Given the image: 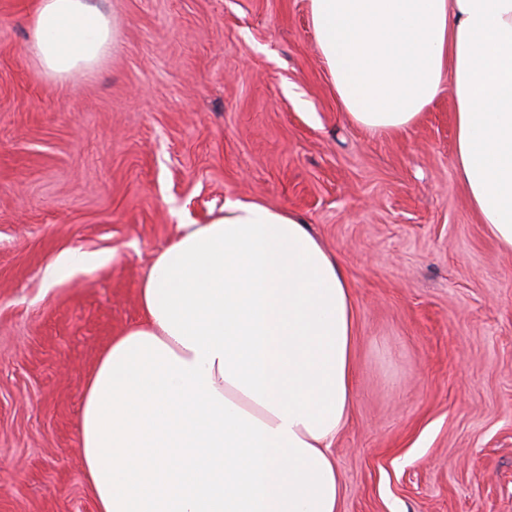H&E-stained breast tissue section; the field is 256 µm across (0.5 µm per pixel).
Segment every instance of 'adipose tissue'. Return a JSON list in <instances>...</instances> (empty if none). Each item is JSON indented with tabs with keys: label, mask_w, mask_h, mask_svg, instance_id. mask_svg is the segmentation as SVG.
<instances>
[{
	"label": "adipose tissue",
	"mask_w": 512,
	"mask_h": 512,
	"mask_svg": "<svg viewBox=\"0 0 512 512\" xmlns=\"http://www.w3.org/2000/svg\"><path fill=\"white\" fill-rule=\"evenodd\" d=\"M309 13L354 123L404 129L451 89L457 173L512 250V0H309ZM28 28L30 55L59 78L117 45L91 0H36ZM139 304L86 378L96 512H338L355 309L304 219L226 200L156 255Z\"/></svg>",
	"instance_id": "ef3b65f1"
}]
</instances>
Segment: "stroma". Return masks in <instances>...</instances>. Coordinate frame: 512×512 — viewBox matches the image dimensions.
Masks as SVG:
<instances>
[{
	"mask_svg": "<svg viewBox=\"0 0 512 512\" xmlns=\"http://www.w3.org/2000/svg\"><path fill=\"white\" fill-rule=\"evenodd\" d=\"M117 49L58 79L0 0V512H96L84 380L182 225L299 213L352 286L339 512H512V251L469 203L443 91L373 133L332 89L308 0H94ZM70 251L106 263L43 273Z\"/></svg>",
	"mask_w": 512,
	"mask_h": 512,
	"instance_id": "stroma-1",
	"label": "stroma"
}]
</instances>
